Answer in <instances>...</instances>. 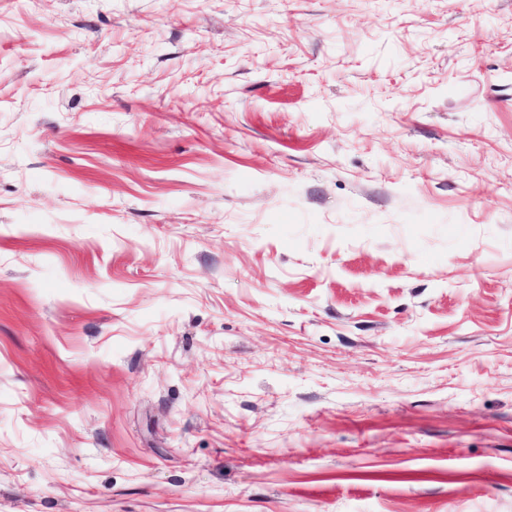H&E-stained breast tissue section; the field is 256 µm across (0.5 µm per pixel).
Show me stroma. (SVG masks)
Masks as SVG:
<instances>
[{
    "instance_id": "stroma-1",
    "label": "stroma",
    "mask_w": 512,
    "mask_h": 512,
    "mask_svg": "<svg viewBox=\"0 0 512 512\" xmlns=\"http://www.w3.org/2000/svg\"><path fill=\"white\" fill-rule=\"evenodd\" d=\"M0 512H512V0H0Z\"/></svg>"
}]
</instances>
